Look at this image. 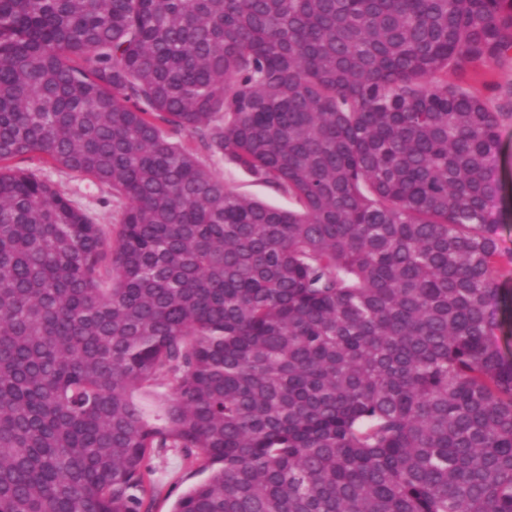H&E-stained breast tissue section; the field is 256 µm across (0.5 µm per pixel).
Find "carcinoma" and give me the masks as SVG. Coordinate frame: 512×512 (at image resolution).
I'll return each instance as SVG.
<instances>
[{"label": "carcinoma", "instance_id": "carcinoma-1", "mask_svg": "<svg viewBox=\"0 0 512 512\" xmlns=\"http://www.w3.org/2000/svg\"><path fill=\"white\" fill-rule=\"evenodd\" d=\"M511 53L512 0H0V512H149L165 448L173 512H512V87L448 83ZM497 176L502 188L499 244L503 251L512 252V124L499 130ZM19 166L50 181L66 197L92 211L99 224L118 223L123 203L112 197L107 186L63 168L45 166L41 163L38 155L25 158L19 162ZM199 157L215 176L224 180V183L236 192L285 209L296 207L294 201L287 195L277 192L268 185L257 182L249 173L228 163L224 159L208 158L202 154ZM149 465L153 478L159 485L151 512H171L178 498L205 477V474L197 472L175 449L154 454Z\"/></svg>", "mask_w": 512, "mask_h": 512}]
</instances>
